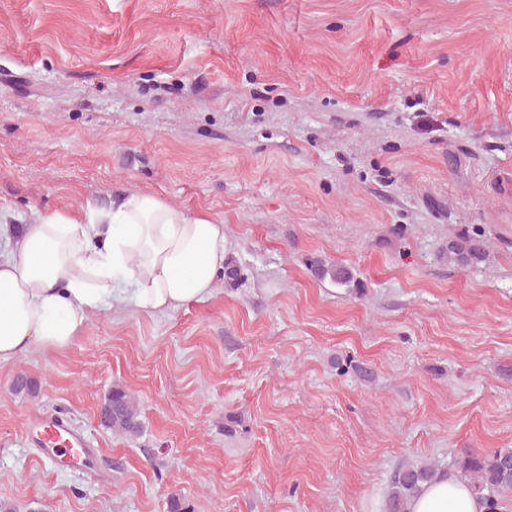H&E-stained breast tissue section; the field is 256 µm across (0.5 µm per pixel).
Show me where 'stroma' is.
Returning <instances> with one entry per match:
<instances>
[{"mask_svg": "<svg viewBox=\"0 0 512 512\" xmlns=\"http://www.w3.org/2000/svg\"><path fill=\"white\" fill-rule=\"evenodd\" d=\"M130 192L208 212L244 280L0 363V503L386 512L401 465L512 448V0H0V207ZM116 387L138 437L100 423ZM47 414L92 469L29 438ZM474 235L481 236V232H460L449 239L448 259L460 267H470L481 262L484 259V250L480 240ZM310 267L315 276L319 279L330 278L336 285L350 286L354 281L353 274L345 267L327 265L321 259L313 258L310 262Z\"/></svg>", "mask_w": 512, "mask_h": 512, "instance_id": "stroma-1", "label": "stroma"}]
</instances>
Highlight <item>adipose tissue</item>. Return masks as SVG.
Masks as SVG:
<instances>
[{"label": "adipose tissue", "mask_w": 512, "mask_h": 512, "mask_svg": "<svg viewBox=\"0 0 512 512\" xmlns=\"http://www.w3.org/2000/svg\"><path fill=\"white\" fill-rule=\"evenodd\" d=\"M224 227L159 195L134 193L108 207L33 212L0 256V361L70 346L98 312L149 315L210 298L224 274ZM408 512H488L442 472Z\"/></svg>", "instance_id": "obj_1"}]
</instances>
